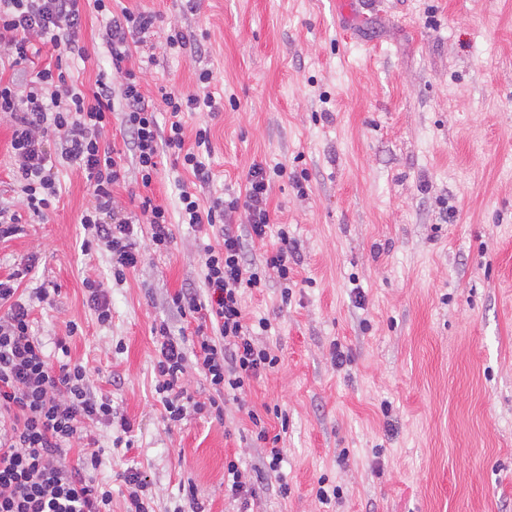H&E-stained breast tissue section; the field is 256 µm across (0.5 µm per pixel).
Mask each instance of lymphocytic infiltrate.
<instances>
[{"label":"lymphocytic infiltrate","mask_w":512,"mask_h":512,"mask_svg":"<svg viewBox=\"0 0 512 512\" xmlns=\"http://www.w3.org/2000/svg\"><path fill=\"white\" fill-rule=\"evenodd\" d=\"M156 20V15L127 9L113 18L106 44L115 83L100 79L86 91L69 81L58 65L38 70L24 84L0 78V112L11 118L14 177L23 204L34 215L46 216L58 196V162L86 173L93 202L81 217L89 232L81 249L87 253L105 247L114 280L124 281L141 261L129 241L138 221L149 224L150 246L159 253L171 247L173 223L197 232L213 230L214 242L203 249L202 289L183 288L172 297L181 316L203 314L210 330L196 328L189 339L172 335L164 322L155 329V392L165 420L175 425L190 411L223 415L227 401L241 402L251 384L278 365L274 350L257 339L258 332L270 329L269 320L249 323L243 296L267 287L272 277L288 283L297 246L287 227L272 226L271 178L282 175V167L270 172L251 167L242 192L209 198L201 194V186L210 180L203 161L210 129L198 127L194 146H187L184 115L215 111L209 90L213 73L200 70L193 92H162L166 110L158 112L130 66L135 54L151 52L143 36ZM82 27L80 0H0V75L39 55V38L89 61L91 53L80 43ZM117 109L124 114V143L137 160L143 188L151 187L165 153L191 174V181L177 183V212L147 194L135 214L118 201L115 189L126 178L122 157L101 142ZM52 135L61 141L56 156L48 148ZM241 216L246 224L239 231L235 223ZM272 233L278 246L262 264L247 262V243L264 242ZM22 276L16 270L0 277V512H112L111 487L95 483L91 476L100 453L85 450L84 444L91 424L116 426L119 444L132 425L127 418L115 417L111 398L93 390L82 363H52L32 332L31 304L18 293L16 282ZM190 368L211 389L205 401L191 400L183 386ZM75 446L83 454L73 461L68 454Z\"/></svg>","instance_id":"obj_1"}]
</instances>
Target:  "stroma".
<instances>
[{
  "label": "stroma",
  "instance_id": "1",
  "mask_svg": "<svg viewBox=\"0 0 512 512\" xmlns=\"http://www.w3.org/2000/svg\"><path fill=\"white\" fill-rule=\"evenodd\" d=\"M109 5L85 7L89 62L45 43L23 78L58 61L93 88L112 73L113 15L155 13V57L132 59L148 95L189 91L197 71L213 72L221 112L186 116L211 124L209 193L242 190L256 164L287 169L270 206L297 243L292 294L282 300L273 278L243 302L269 319L261 341L280 358L247 392V409L280 406L270 425L285 450L254 512H512V0H198L192 13L183 0ZM173 28L189 37L178 52L165 47ZM121 120L113 112L103 142L122 152L117 196L133 212L146 189ZM11 134L0 113V206L24 224L0 241V276L32 264L24 288L48 291L34 304L36 336L52 360L86 366L133 426L130 449L109 427H90L102 450L93 477L111 486L112 512H125L131 470L155 512H192L189 483L201 512H241L224 494V465L238 461L248 481L261 463L247 409L227 404L220 420L190 412L170 428L154 390L153 328L187 326L171 298L202 288L207 235L174 225L171 250L156 253L148 225H134L143 259L111 281L109 252L81 251L85 174L59 166L54 210L33 216L13 179ZM87 279L109 283L111 323H98ZM338 344L353 358L342 369ZM321 486L339 498L320 503Z\"/></svg>",
  "mask_w": 512,
  "mask_h": 512
}]
</instances>
